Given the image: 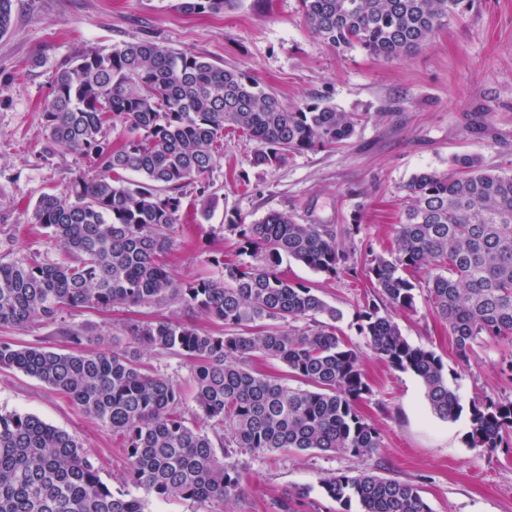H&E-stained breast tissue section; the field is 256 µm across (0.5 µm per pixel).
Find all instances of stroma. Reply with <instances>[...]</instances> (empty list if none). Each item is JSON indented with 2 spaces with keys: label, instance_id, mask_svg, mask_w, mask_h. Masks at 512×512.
<instances>
[{
  "label": "stroma",
  "instance_id": "35a3bbf8",
  "mask_svg": "<svg viewBox=\"0 0 512 512\" xmlns=\"http://www.w3.org/2000/svg\"><path fill=\"white\" fill-rule=\"evenodd\" d=\"M180 0H14L8 35L0 37V255L10 259L57 252L32 208L45 192L60 191L88 167L81 156L52 146L42 119L57 65L75 49H108L151 40L192 52L214 64L250 74L289 105L315 95L363 114L348 144L308 151L280 167L253 166L255 144L227 134L204 184L184 187L181 222L169 255L178 280L215 273L214 258H233L236 239L225 215L250 224L267 212L288 213L301 224H357L358 257L384 252L402 203L401 188L424 170H449L454 157H478L495 172L512 173V0H477L472 11L440 29L429 46L405 60L383 61L363 50L333 49L310 33L298 0H238L216 14H189ZM39 66H30L32 58ZM289 276L318 285L343 313L339 323L355 344L364 278L325 279L286 261ZM171 318L211 323L167 301L108 311H68L77 328L119 330L129 319ZM403 336L440 356L463 406L487 396L512 399V384L496 368L502 347L476 348L471 367L461 366L455 345L432 317L424 294L416 309L393 314ZM0 341L60 352L70 343L53 324L0 327ZM143 362L182 391L181 409L198 423L190 367L181 357L143 351ZM363 369L373 394L360 406L376 425L383 446L353 458L317 450L239 455L244 493L231 503L189 504L148 498V512H270L274 497L310 488L317 512L341 506L320 493L322 479L344 471H371L419 485L432 512H512V449L490 451L468 443L469 417L438 418L420 380L365 352ZM0 411L29 413L76 437L100 467L102 480L120 488L127 460L111 430L39 380L0 369Z\"/></svg>",
  "mask_w": 512,
  "mask_h": 512
}]
</instances>
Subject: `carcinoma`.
I'll return each instance as SVG.
<instances>
[{
    "label": "carcinoma",
    "instance_id": "obj_1",
    "mask_svg": "<svg viewBox=\"0 0 512 512\" xmlns=\"http://www.w3.org/2000/svg\"><path fill=\"white\" fill-rule=\"evenodd\" d=\"M236 0H182L190 13H216ZM311 34L336 48L359 47L391 61L426 48L475 0H299ZM13 0H0V37L12 25ZM49 142L90 162L61 192L33 206L58 252L54 261L0 257V326L51 323L83 352L0 342V368L49 386L110 428L128 467L123 480L158 499L230 503L243 492L233 454L320 450L363 457L382 435L359 411L372 388L362 351L343 334L342 312L319 289L288 278L284 260L329 278L362 275L370 295L358 311L367 348L421 381L431 410L455 421L464 407L442 359L411 345L381 306L415 310L416 292L448 329L457 359L470 363L487 341L512 346V174L460 156L446 173L422 172L402 186L394 246L363 265L340 238L361 225L299 224L272 211L251 224L228 218L238 260L217 258L219 273L176 280L168 254L182 188L213 169L226 132L256 144L253 164L273 169L287 157L337 149L362 115L321 96L288 105L253 77L151 40L108 51L83 48L56 68L42 108ZM128 135L110 138L115 121ZM140 179L126 181L120 173ZM246 255L251 261H244ZM169 298L224 326L211 332L168 318L133 321L120 333L85 332L63 313L108 310ZM192 363L193 399L206 427L189 424L180 388L146 368L141 348ZM257 355L287 375L251 366ZM297 381L292 386L288 381ZM473 448L512 447V400L491 396L469 408ZM323 494L361 512H431L414 483L373 472L340 473ZM310 491L288 490L272 512H302ZM0 512H146L145 499L112 492L98 465L69 433L33 414L0 412Z\"/></svg>",
    "mask_w": 512,
    "mask_h": 512
}]
</instances>
